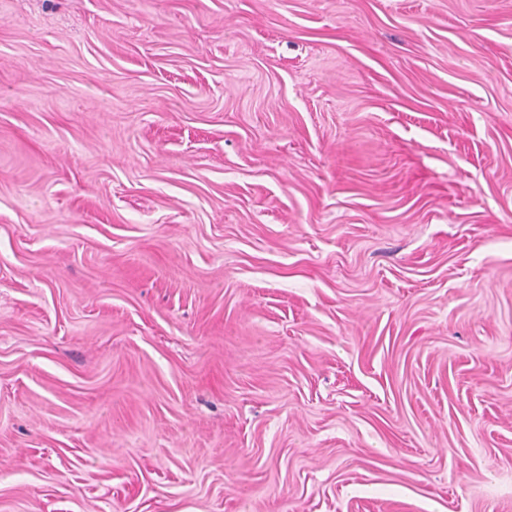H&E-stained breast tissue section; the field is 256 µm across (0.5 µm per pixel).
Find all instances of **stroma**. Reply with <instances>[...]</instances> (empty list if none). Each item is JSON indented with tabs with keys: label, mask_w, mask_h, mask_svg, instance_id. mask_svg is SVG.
<instances>
[{
	"label": "stroma",
	"mask_w": 512,
	"mask_h": 512,
	"mask_svg": "<svg viewBox=\"0 0 512 512\" xmlns=\"http://www.w3.org/2000/svg\"><path fill=\"white\" fill-rule=\"evenodd\" d=\"M0 512H512V0H0Z\"/></svg>",
	"instance_id": "35a3bbf8"
}]
</instances>
